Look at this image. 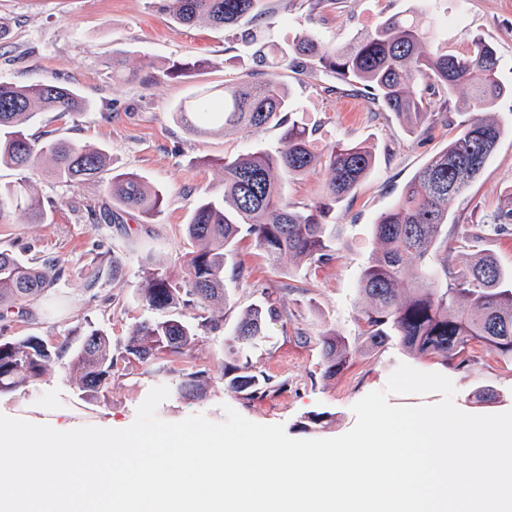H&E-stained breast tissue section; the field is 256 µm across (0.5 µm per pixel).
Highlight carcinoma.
Wrapping results in <instances>:
<instances>
[{
    "instance_id": "carcinoma-1",
    "label": "carcinoma",
    "mask_w": 512,
    "mask_h": 512,
    "mask_svg": "<svg viewBox=\"0 0 512 512\" xmlns=\"http://www.w3.org/2000/svg\"><path fill=\"white\" fill-rule=\"evenodd\" d=\"M160 10L179 25L205 22L231 30L254 47L253 61L261 79L226 85L218 98L203 92L179 104L177 120L202 136L230 128L260 129L276 121L284 127L281 147H257L224 156V193L197 202L184 231L196 251L184 261V275L147 273L138 286L144 306L159 313L136 324L125 354L112 355L109 338L99 329L83 334L71 365L79 390L94 397L111 382L118 361L152 367L170 377L183 397L203 394L208 377L203 370L178 372L162 363L181 354L212 327L205 315L209 303L225 298L224 265L239 241L251 238L270 263L285 255L311 268L330 265L343 243L329 215L372 172L376 156L361 144L331 142L315 145L314 131L298 120H285L294 102L278 81L285 69L315 77L329 73L355 95L392 113L410 127H422L435 116V106L448 110L457 89L468 90L475 107L489 109L512 93L498 79L501 56L479 38L468 50L450 52L437 45L426 51L434 32L417 20L416 12L390 15L373 28L358 32L346 47L303 33L287 46L265 39L273 14L265 0H161ZM440 103L434 104V96ZM90 108L79 89L65 82L44 80L28 85L0 82V168L19 173L15 182L0 183V217L24 209L29 223L45 224L48 212L35 192L32 176L45 164L63 183L90 181L105 170L109 157L100 147L74 140L37 143L26 134L40 112L73 115ZM447 126L456 130L448 145L433 155L405 184L395 206L373 224L380 251L360 276L358 293L365 306L358 317L362 343L378 348L395 339L409 352L428 354L465 368L477 353L512 364V269L488 255L476 256L467 268L448 262L454 247V227L448 226L452 200L480 175L501 138L500 124L489 118L469 119ZM325 175L318 198L299 206L283 194L285 181L312 172ZM162 192L134 173H114L108 200L89 211L99 223L118 220L114 210L160 212ZM512 235V191L500 207L472 225L469 237ZM415 267L408 291H399L400 277ZM61 279L55 260H23L0 252V320L24 318L29 306ZM194 310L193 320L182 311ZM283 313L272 293L247 307L226 345L234 363L224 368V386L247 400L263 397L271 379L251 359V349L265 335L267 324ZM324 376L334 378L350 365L354 347L334 331L316 339ZM69 350L64 343L52 351L37 337L0 341V394L41 377L52 357Z\"/></svg>"
}]
</instances>
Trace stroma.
Instances as JSON below:
<instances>
[{"mask_svg":"<svg viewBox=\"0 0 512 512\" xmlns=\"http://www.w3.org/2000/svg\"><path fill=\"white\" fill-rule=\"evenodd\" d=\"M158 6L159 0H0V23L10 28L0 40V81L68 82L92 104L68 117L42 113L28 127L29 136L39 142L80 140L105 149L111 158L109 171L79 185L67 187L38 176L37 191L50 205L47 223H29L18 210L0 221V251L23 258L48 255L64 268L57 288L34 302L28 317L0 320V341L35 336L52 349L78 343L79 333L95 327L108 335L113 355H122L132 328L150 315L137 295L144 273L161 269L176 277L183 274L184 256L191 249L183 226L195 202L222 195L219 159L281 144L282 129L276 124L199 136L174 120L178 103L198 91L218 93L225 82L246 79L253 63L250 49L231 32L203 23H173ZM268 6L274 13L268 41L284 44L307 32L340 46L380 18L414 10L449 49L465 47L475 35L494 44L503 60L499 80L512 87V0H444L438 9L431 0H337L312 21L301 0H268ZM116 56L133 73L132 81L113 83L110 63ZM279 79L295 101L298 119L315 129L319 143L369 146L376 167L331 218L344 247L329 266L314 270L288 257L273 266L249 242L239 243L224 266L226 299L207 311L215 329L204 331L170 363L176 370H207L206 392L199 398L170 394L158 406V416L178 422L202 414L221 422L230 407L252 422L282 425L294 439L334 438L354 427L352 405L383 389L402 363L448 377L456 388L455 404L465 413L512 410V366L489 356L458 369L429 355L406 353L392 340L375 350H357L343 374L323 377L314 338L330 329L351 338L358 335L356 318L364 302L357 288L377 249V218L396 203L414 173L447 145L452 132L441 120L423 133L391 113L373 111L363 98L335 92L336 81L330 77L312 79L284 70ZM491 115L507 133L468 194L449 207L461 236L468 224L499 207L504 188L512 186V97L500 100ZM115 171L138 174L161 189L160 214L148 218L129 211L116 224L89 219V205L104 197ZM108 252L121 259L120 276L105 270L96 288H85V271L102 266ZM238 262L249 267V281L234 280ZM264 287L279 297L288 317L268 324L257 344L254 359L271 376L273 387L250 401L224 388V365L231 359L224 337L243 310L260 301ZM166 383L165 374L137 367L132 374L114 375L107 389L86 399L74 383L66 354L53 360L38 380L0 395V414L46 425L65 412L83 426L108 420L123 429L134 422L150 390ZM311 412H325L329 418L318 426L305 425Z\"/></svg>","mask_w":512,"mask_h":512,"instance_id":"35a3bbf8","label":"stroma"}]
</instances>
